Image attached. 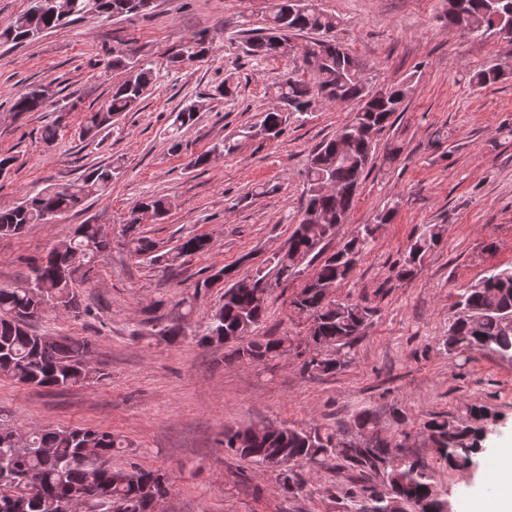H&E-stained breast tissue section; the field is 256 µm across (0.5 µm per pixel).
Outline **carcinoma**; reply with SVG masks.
Masks as SVG:
<instances>
[{
	"label": "carcinoma",
	"mask_w": 512,
	"mask_h": 512,
	"mask_svg": "<svg viewBox=\"0 0 512 512\" xmlns=\"http://www.w3.org/2000/svg\"><path fill=\"white\" fill-rule=\"evenodd\" d=\"M65 11L46 9L42 0H30V6L0 26V43L21 44L32 41L46 31L59 28L73 16L96 11L108 16L142 12L143 0H63ZM268 15L261 28H246V53L256 59H271L282 54L284 43L302 34H311L307 42L314 62L300 65L299 72L279 76L274 83V104L264 112L259 126L283 132L287 115H303L312 109L315 98L331 102L336 99L356 102L367 96L364 86L344 77L359 63L340 44L335 32L339 19L322 10L317 0H301L291 9L290 0H269ZM448 26L456 27L473 38H491L505 29L512 30V0H448L445 14ZM212 41L200 33L186 40L171 64L184 66L204 60L211 52ZM106 68L125 72V79L112 87L111 96L98 110L83 116L80 134L92 138L136 109L143 95L157 79L156 69L146 59L144 48L127 45L112 47V59ZM311 74L306 78L305 74ZM506 73L495 65L478 69L469 76L475 88L492 85ZM385 92L374 96L357 109L353 119L340 130H357L360 136L349 157L340 155L337 138L322 142L313 152L306 171L305 207L299 224L288 238V245L270 257V268L255 272L263 288L255 292L239 288L246 276L238 274L240 263L221 267L197 281L194 293L227 282L224 304L205 319L198 331L201 341L212 344L240 333L231 360L243 359L256 365L288 355L293 338L260 336L258 329L267 312L268 296L273 285L295 279L313 268L310 281L294 295L291 304L307 309L312 320L313 336L335 352L318 360L304 361L302 372L312 378L334 374L352 359L359 338L360 324L370 319V310L359 303L328 299L316 285L341 283L355 269L379 227L388 223L395 207L382 209L375 223L360 225L350 237L344 251L322 259L325 242L336 234V226L347 222L354 206L361 178L375 159V147L364 138L370 129L381 133L412 90L411 80L384 85ZM49 100V88L37 87L19 94L12 109L19 115L39 112ZM194 104L183 106L169 129L172 148H180L181 129L195 120ZM239 148V140L227 137L209 150L193 157L188 167L208 165L214 153L230 154ZM118 167L98 166L66 184H53L27 194L14 205L0 206V236L19 235L30 224H52L63 214L79 206L94 194L104 193L112 184ZM172 206L164 197L151 196L136 204L126 220L124 246L128 253L165 271L180 265L188 256L205 252L209 239L191 235L171 248L158 249L159 243L140 231L138 213L142 209L163 218ZM444 224H424L405 249L397 277H413L428 255L443 241ZM108 242L99 237L96 224H80L62 248L41 257L23 259L29 269L24 288L0 287V375L24 386L65 387L93 379L96 373L81 365L91 349V342L70 338L56 339L30 330L29 321L48 311L74 312L79 302L74 277L90 278L96 273L99 258ZM183 308L163 326L158 335L175 340L186 335L187 318L192 301L179 300ZM448 354L456 356L488 350L512 358V267L492 271L481 280L461 290L457 311L443 341ZM488 414L481 407L467 406L461 415H431L423 422L438 458L446 464L464 467L486 450L490 427L484 424ZM351 428L369 431L372 439L361 447L350 432H329L319 428L309 431L285 424L237 428L224 432V447L243 459L260 464L284 466L285 489L305 486L306 479L297 467L304 461L314 462L327 453L336 456L348 468L371 474L378 479L363 499L355 501L351 512H404L409 504L418 512H448V501L433 492L432 476L420 460L405 459L390 464V448L380 435L374 412L358 413ZM130 447L126 440L110 431L89 427L48 428L22 431L0 426V512H65L72 501L88 495L94 498L91 512H149L155 492L164 475L137 466L114 469L112 456ZM89 454L98 457L88 463Z\"/></svg>",
	"instance_id": "cac0c4a2"
}]
</instances>
